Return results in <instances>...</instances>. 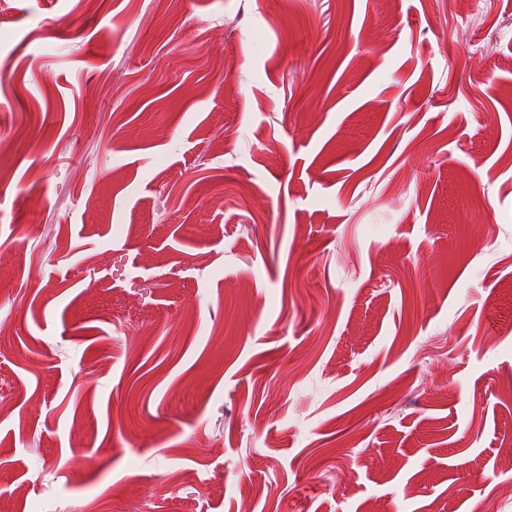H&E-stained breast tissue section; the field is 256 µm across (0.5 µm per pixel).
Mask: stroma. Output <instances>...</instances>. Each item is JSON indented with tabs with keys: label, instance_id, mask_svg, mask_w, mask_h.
Instances as JSON below:
<instances>
[{
	"label": "stroma",
	"instance_id": "35a3bbf8",
	"mask_svg": "<svg viewBox=\"0 0 512 512\" xmlns=\"http://www.w3.org/2000/svg\"><path fill=\"white\" fill-rule=\"evenodd\" d=\"M0 512H512V0H0Z\"/></svg>",
	"mask_w": 512,
	"mask_h": 512
}]
</instances>
